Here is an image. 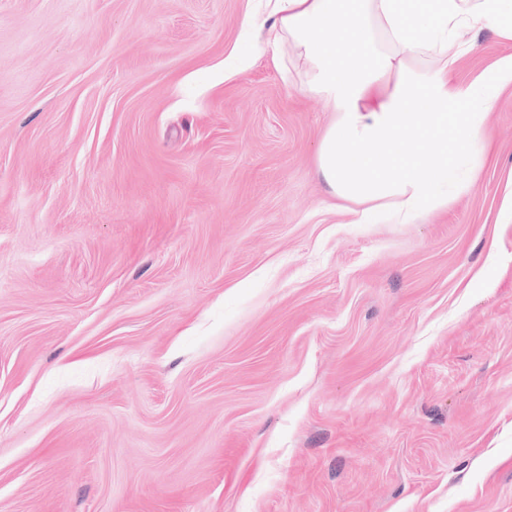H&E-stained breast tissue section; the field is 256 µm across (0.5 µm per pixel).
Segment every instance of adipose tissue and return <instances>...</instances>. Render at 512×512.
<instances>
[{"mask_svg":"<svg viewBox=\"0 0 512 512\" xmlns=\"http://www.w3.org/2000/svg\"><path fill=\"white\" fill-rule=\"evenodd\" d=\"M270 17L267 43L289 41L310 62L306 86L335 114L317 154L335 198L389 208L406 224L469 190L512 56L457 85V33L512 42V0H273ZM426 53L436 66L423 72L413 63Z\"/></svg>","mask_w":512,"mask_h":512,"instance_id":"obj_1","label":"adipose tissue"}]
</instances>
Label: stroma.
<instances>
[{"instance_id": "obj_1", "label": "stroma", "mask_w": 512, "mask_h": 512, "mask_svg": "<svg viewBox=\"0 0 512 512\" xmlns=\"http://www.w3.org/2000/svg\"><path fill=\"white\" fill-rule=\"evenodd\" d=\"M267 12L0 0V512H512V86L466 194L360 224Z\"/></svg>"}]
</instances>
